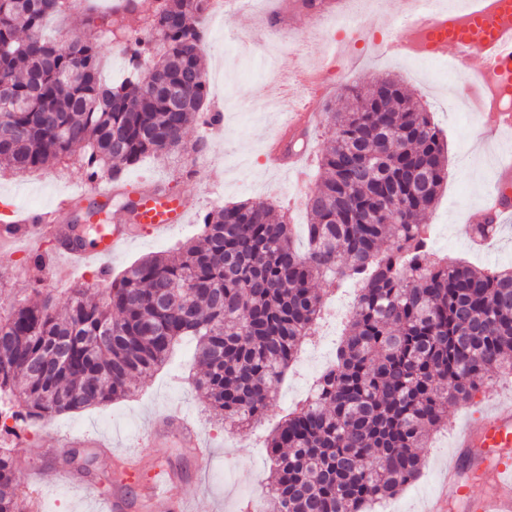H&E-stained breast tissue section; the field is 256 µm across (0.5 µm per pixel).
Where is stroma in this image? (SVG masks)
<instances>
[{"mask_svg": "<svg viewBox=\"0 0 512 512\" xmlns=\"http://www.w3.org/2000/svg\"><path fill=\"white\" fill-rule=\"evenodd\" d=\"M291 0H252L248 10L229 16L227 21L206 20V40L202 54L210 77L209 112L222 115L219 129L206 131L194 123L184 138V146L168 158L142 157L124 170L123 183L113 185L110 221L127 223L129 214L119 208L125 198L159 183L174 194L188 199V221L167 236H140L122 246L109 266L120 274L133 263L152 255L175 254L177 247L200 232L203 215L213 209L245 200L272 203L275 215H286L293 226L294 242L305 247V226L309 221L305 203L296 199L298 175L288 166L269 167L265 161L268 146L282 131L281 118L258 119L250 110L254 99L264 98L268 82L264 73L266 47L262 44H225L224 31L259 30L267 18L282 25L278 42L282 72H291L299 60L321 58L327 43L324 35L310 36L309 14L291 8ZM361 23L346 58L340 60V73L332 80L329 95L311 101L309 108L324 113L342 105L354 87H369L391 77L431 112L448 144V182L433 209L425 218L435 226L434 254L478 267H512V221L489 245H476L470 235L478 223L485 196L496 189L498 157L504 136L485 126L481 118L467 112L460 96L461 84L451 77L442 62L412 63L387 54L380 47L382 38L392 33L397 17L390 0H354ZM88 181L78 170L77 160L56 163L22 177L0 170V220L8 212L51 208L55 200L85 190ZM330 304L318 325L324 346L338 348L348 316L356 301L358 287L349 282L333 287L320 281ZM195 343L184 339L170 362L150 379L139 384L136 395L52 418V426L73 432L85 431L103 439L100 448H80L75 455L64 453L46 459L43 450L51 442L44 432L25 435L20 443L0 438V447L30 465L39 467L42 481L56 473L77 474L75 492L59 490L48 494L45 512H93L96 501L121 492L123 512H167L165 502L154 488L166 473H178L195 512H244L255 499H262L266 512H276L275 501L261 493L260 483L268 472L263 446L270 430L301 402L311 373L303 360H296L285 379L274 389L275 400L265 419L227 438L203 392L193 384ZM512 401V379L488 374L480 383L473 408L484 410ZM178 406L196 419L204 447L211 451L206 470H199L197 459L175 441L138 449L137 439L147 432L154 414ZM469 407V408H472ZM468 407L448 408V426L430 435L423 450L425 465L419 476L372 512H423L425 501L440 490L439 477L454 457L457 430L469 417Z\"/></svg>", "mask_w": 512, "mask_h": 512, "instance_id": "obj_1", "label": "stroma"}]
</instances>
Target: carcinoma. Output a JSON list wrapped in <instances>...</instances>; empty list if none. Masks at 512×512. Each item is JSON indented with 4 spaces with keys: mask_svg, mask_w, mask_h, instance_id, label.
Listing matches in <instances>:
<instances>
[{
    "mask_svg": "<svg viewBox=\"0 0 512 512\" xmlns=\"http://www.w3.org/2000/svg\"><path fill=\"white\" fill-rule=\"evenodd\" d=\"M213 0H137L148 36L123 13L87 20L131 68L99 79L101 43L49 40L78 0H0V166L16 173L81 152L86 178H120L181 145L208 96L201 56ZM331 145L307 198L308 249L288 219L246 200L207 213L178 256L147 257L105 288H42L0 313V400L36 421L123 399L191 336L196 385L226 426L250 427L325 306L314 280L359 277L336 364L267 437L277 512H367L420 474L424 438L470 402L476 381L512 374V269L431 259L421 218L448 180L430 113L391 79L327 113ZM18 461L0 448V512H21Z\"/></svg>",
    "mask_w": 512,
    "mask_h": 512,
    "instance_id": "cac0c4a2",
    "label": "carcinoma"
}]
</instances>
